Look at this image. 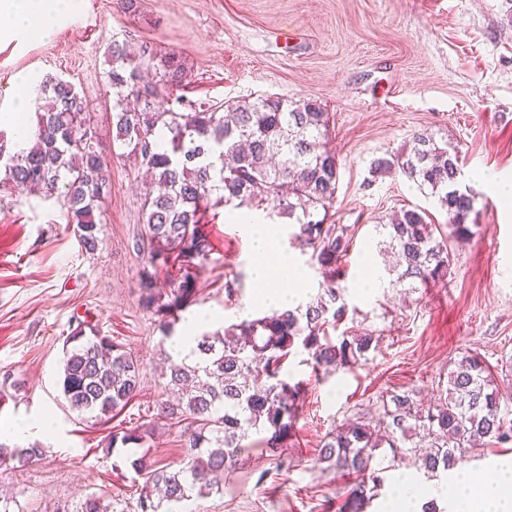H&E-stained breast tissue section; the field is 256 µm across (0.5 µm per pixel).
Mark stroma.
Here are the masks:
<instances>
[{
  "label": "stroma",
  "mask_w": 512,
  "mask_h": 512,
  "mask_svg": "<svg viewBox=\"0 0 512 512\" xmlns=\"http://www.w3.org/2000/svg\"><path fill=\"white\" fill-rule=\"evenodd\" d=\"M185 62L189 98L236 101L259 94L318 100L330 117L326 141L339 166L328 223L346 227L341 285L351 312L341 328L378 343L354 369L316 376L302 356L283 377L304 382L296 436L280 460L251 433L224 491L196 498L188 512H337L351 477L318 462L325 435L357 417L375 420L391 392L422 406L448 386L459 352L480 354L500 388L512 392V205L494 191L512 183V0H86L81 15L49 39L0 40V111L17 103L14 79L60 75L88 102L91 124L112 147V98L105 49L112 39ZM433 135L460 155V189L473 198V235L452 247L445 280L411 295L392 286L379 255L383 223L401 209L447 220L436 200L399 174L373 175L374 160L399 152L413 134ZM137 171L120 155L102 204L104 245L83 255L56 200L0 192V428L54 423L37 441L45 450L25 470L0 468V491L24 512H52L78 492L105 494L135 507L141 488L131 467L141 451L105 452L110 425L68 410L57 381L66 337L78 322L135 352L139 396L119 421H155L170 392L161 375L162 333L140 303L145 256L134 248L144 222ZM248 208L219 206L205 229L208 261L196 270L189 314L213 313L198 332L268 315L251 275ZM279 227L277 246L305 269L302 298L316 294L319 265L294 238L296 225L272 209L253 212ZM512 466V443L486 446L458 462L493 479Z\"/></svg>",
  "instance_id": "1"
}]
</instances>
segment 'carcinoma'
Segmentation results:
<instances>
[{
  "label": "carcinoma",
  "mask_w": 512,
  "mask_h": 512,
  "mask_svg": "<svg viewBox=\"0 0 512 512\" xmlns=\"http://www.w3.org/2000/svg\"><path fill=\"white\" fill-rule=\"evenodd\" d=\"M107 58L114 142L151 176L142 201L148 267L140 289L143 306L157 317L161 341L196 300L192 269L211 251L201 225L220 204L236 200L240 207L262 210L271 204L278 216L296 219L295 239L313 250L322 270L318 292L305 304L204 332L195 338V359L170 369L167 386L178 398L161 402L158 411L180 427L188 461L170 470L143 455L132 468L143 480L136 512H181L179 505L195 496L224 492V476L235 469L251 430L271 433L265 451L272 456L287 446L302 392V382L282 378L291 354L306 353L316 371L353 368L365 359L375 337L330 335L348 315L339 261L349 239L343 228L313 219L333 207L339 184L336 157L321 145L330 121L321 104L273 95L222 104L177 96L178 109L162 110L159 98L188 83L178 57H159L145 46L134 60L126 42L114 39ZM34 94L35 145L18 150L0 130V186L61 199L81 252L93 255L103 244L96 212L110 172L87 103L71 81L58 75L46 76ZM458 162L455 148L423 134L413 136L408 150L374 161L372 172L400 171L419 189H428L448 215L443 226L405 209L384 225L402 268L395 283L406 281L414 288L445 278L450 243L473 235L467 224L473 199L456 187ZM174 265L182 270L179 283L160 281L158 271ZM66 344L58 386L69 410L100 422L124 411L140 392L139 357L85 321ZM151 435L147 423L120 425L109 434L105 450L118 444L143 448ZM510 440L496 377L479 354L465 351L453 361L446 397L437 404L418 408L409 393L395 392L383 403L378 427L349 420L327 433L318 461L356 475L340 512H362V504L384 481L387 468L374 467L384 443L393 455L409 453L435 473L483 441ZM42 455L39 446L0 443V467H24ZM56 512L116 510L112 501L88 493L73 509Z\"/></svg>",
  "instance_id": "cac0c4a2"
}]
</instances>
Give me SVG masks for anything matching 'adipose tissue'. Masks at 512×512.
Instances as JSON below:
<instances>
[{
    "mask_svg": "<svg viewBox=\"0 0 512 512\" xmlns=\"http://www.w3.org/2000/svg\"><path fill=\"white\" fill-rule=\"evenodd\" d=\"M82 10L83 0H0V18L7 21V33L41 40L52 37L62 22L77 18ZM276 235L272 224L251 227V273L262 283V300L266 303L285 302L288 285L299 278L288 255L276 249ZM434 493L451 499L456 512H512V471L503 470L493 483H482L471 476L458 479L435 488Z\"/></svg>",
    "mask_w": 512,
    "mask_h": 512,
    "instance_id": "1",
    "label": "adipose tissue"
}]
</instances>
